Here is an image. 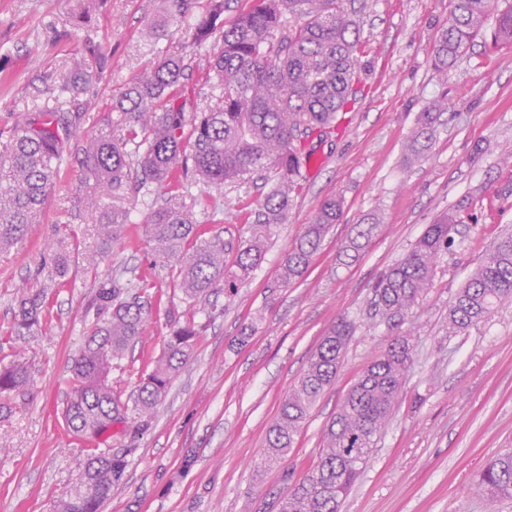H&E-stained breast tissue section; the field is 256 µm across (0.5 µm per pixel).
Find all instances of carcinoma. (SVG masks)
<instances>
[{
    "instance_id": "carcinoma-1",
    "label": "carcinoma",
    "mask_w": 512,
    "mask_h": 512,
    "mask_svg": "<svg viewBox=\"0 0 512 512\" xmlns=\"http://www.w3.org/2000/svg\"><path fill=\"white\" fill-rule=\"evenodd\" d=\"M228 8L211 0L193 18L191 43L203 45L217 30ZM192 0H164L152 29L166 30L190 16ZM494 42L512 45V0H454L448 26L433 47V65H448L471 46L489 18ZM282 31L279 39L275 32ZM360 47L357 12L344 0H252L224 30L222 43L209 53L205 81L218 90L215 104L190 110L184 83L183 56L169 54L112 93L107 115L82 148L83 189L79 202L99 214L98 235L106 243L121 239L126 210L105 207L101 200L121 190L130 177L136 188L150 185L176 190L191 177L210 187L247 180L254 172L274 174L275 185L255 211L251 237L237 248L219 236H204L195 223L194 198L177 206L153 207L146 224L155 261L178 268V288L190 307L204 304L225 288L233 290L260 264L273 227L288 217L291 195L311 159L301 144L314 129L336 131L338 114L351 108L350 93ZM108 59L88 40L74 58L69 77L58 86L53 104L39 112L21 113L0 131V250L24 239L37 223L68 158L67 144L84 123L87 110L73 111L87 81L100 75ZM446 103L438 100L418 113L406 150L413 160L429 150L433 131ZM342 200L325 199L303 225L280 268L277 282L286 286L303 275L330 228L340 221ZM457 212H444L414 245L380 276L371 305L391 331L375 359L349 387L336 415L322 432L317 461L298 481L268 494L270 512H341L399 402L405 373L413 364L410 336L395 332L429 288L437 259L453 244ZM380 224L372 214L351 225L344 251L359 253ZM149 285L134 290L116 278L101 282L95 295L96 320L73 359L74 385L64 418L80 437L97 438L112 423L128 424L132 437L149 430L155 410L176 373L188 360L199 333L189 320L171 328L155 368L140 379L128 398L112 390V370L121 367L151 313ZM512 301V230L498 236L458 290L448 308V329L461 332ZM46 297L20 299L13 322L1 343L24 353V345L47 325ZM354 323L340 318L312 353L298 381L283 399L270 425L263 463L288 455L294 437L323 392L336 383ZM30 384L26 363L0 369V397ZM126 462L107 448L87 449L77 484L57 505V512H100L112 489L122 485ZM478 489L492 500H512V451L489 458Z\"/></svg>"
}]
</instances>
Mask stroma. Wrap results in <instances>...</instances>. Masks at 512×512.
<instances>
[{"mask_svg": "<svg viewBox=\"0 0 512 512\" xmlns=\"http://www.w3.org/2000/svg\"><path fill=\"white\" fill-rule=\"evenodd\" d=\"M361 28L352 112L340 115L336 135L310 133L314 148L285 223L274 227L264 257L231 294L190 314L175 268L156 263L146 206L125 189L106 204L128 210L125 236L103 247L97 215L78 202L83 138L71 140L69 164L40 223L10 252L0 253V333L13 321L20 297L43 292L49 325L25 347L28 390L0 400V512H55L90 443L66 429L61 410L72 387V359L93 325L91 303L100 281L119 277L149 283L155 301L132 353L112 373L130 394L160 356L170 321L195 320L200 332L190 358L172 379L151 429L133 439L115 424L104 447L125 455V479L102 512H260L270 491L299 479L316 460L322 431L356 375L379 353L388 333L370 308L372 286L424 233L434 218L461 210L455 242L443 253L430 287L405 319L414 363L403 397L377 438L341 512H512L477 492L484 461L512 449V302L484 322L449 334L448 305L486 249L512 227V166L501 161L512 142V46L476 39L438 74L432 47L447 25L451 0H355ZM162 0H0V128L47 102L85 40L99 44L108 68L81 94L86 131L100 126L112 97L135 75L169 53L184 56L193 104L214 102L203 80L207 49L184 28L149 36L146 24ZM448 104L425 157L411 161L406 145L418 112L434 100ZM258 179L216 189L187 181L188 196L223 208L194 210L207 235L240 244L250 236L244 218L271 190ZM330 196L343 201L313 261L293 284L278 269L302 224ZM377 214V232L358 257L342 244L352 224ZM102 254L98 269L88 255ZM66 257V274L56 270ZM354 321L334 386L313 406L279 467L264 469L266 431L281 401L339 317Z\"/></svg>", "mask_w": 512, "mask_h": 512, "instance_id": "1", "label": "stroma"}]
</instances>
